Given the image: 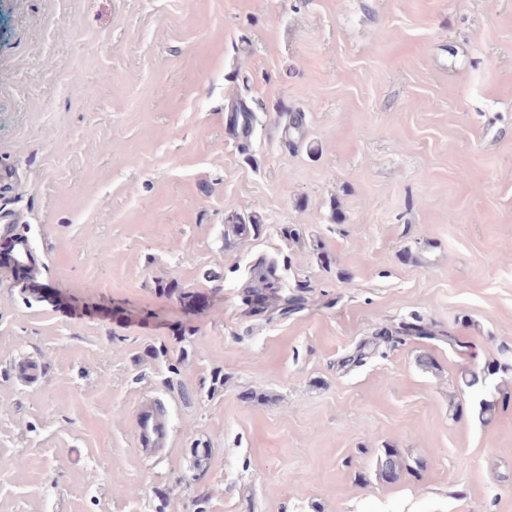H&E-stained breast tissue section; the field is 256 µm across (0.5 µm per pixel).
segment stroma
I'll use <instances>...</instances> for the list:
<instances>
[{
    "mask_svg": "<svg viewBox=\"0 0 512 512\" xmlns=\"http://www.w3.org/2000/svg\"><path fill=\"white\" fill-rule=\"evenodd\" d=\"M2 216L0 512H512V0H0ZM1 241L7 247L8 254L3 263L0 262V270L10 277L18 270H25L30 276L25 286L30 288L34 282L35 268L31 264V251L27 239L17 233L14 224H5L0 227V244ZM134 438L141 453L146 448H161L171 441L169 423L149 395L141 398L136 406ZM404 469H407V465L400 451L388 448L377 463V476L386 483L395 482Z\"/></svg>",
    "mask_w": 512,
    "mask_h": 512,
    "instance_id": "stroma-1",
    "label": "stroma"
}]
</instances>
